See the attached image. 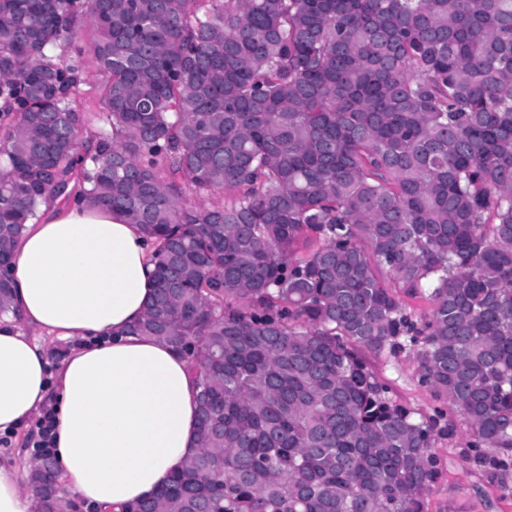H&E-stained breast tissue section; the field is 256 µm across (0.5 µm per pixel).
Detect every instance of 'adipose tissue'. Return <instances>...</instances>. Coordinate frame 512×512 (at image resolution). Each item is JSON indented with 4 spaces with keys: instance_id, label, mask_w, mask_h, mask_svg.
Instances as JSON below:
<instances>
[{
    "instance_id": "adipose-tissue-1",
    "label": "adipose tissue",
    "mask_w": 512,
    "mask_h": 512,
    "mask_svg": "<svg viewBox=\"0 0 512 512\" xmlns=\"http://www.w3.org/2000/svg\"><path fill=\"white\" fill-rule=\"evenodd\" d=\"M29 224L0 317V432L43 409L73 501L127 512L199 450L197 383L179 349L132 333L155 282L142 228L60 200ZM72 341L51 367L43 337ZM25 469L0 465V512H33Z\"/></svg>"
}]
</instances>
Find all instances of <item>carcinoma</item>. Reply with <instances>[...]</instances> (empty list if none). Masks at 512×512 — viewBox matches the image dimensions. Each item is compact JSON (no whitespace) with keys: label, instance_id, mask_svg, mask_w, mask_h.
I'll list each match as a JSON object with an SVG mask.
<instances>
[{"label":"carcinoma","instance_id":"1","mask_svg":"<svg viewBox=\"0 0 512 512\" xmlns=\"http://www.w3.org/2000/svg\"><path fill=\"white\" fill-rule=\"evenodd\" d=\"M63 194L153 240L132 331L197 344L201 448L137 512H424L448 414L512 470V0H0V262ZM406 349L432 416L369 365ZM81 35L77 44L82 48L81 55L83 73L77 92L73 95L74 106L85 112L90 117L87 129L81 135V152L84 154L90 149L100 133L110 132V127L102 113V94L105 78L99 73L91 50L95 38V30L92 26L82 23Z\"/></svg>","mask_w":512,"mask_h":512}]
</instances>
